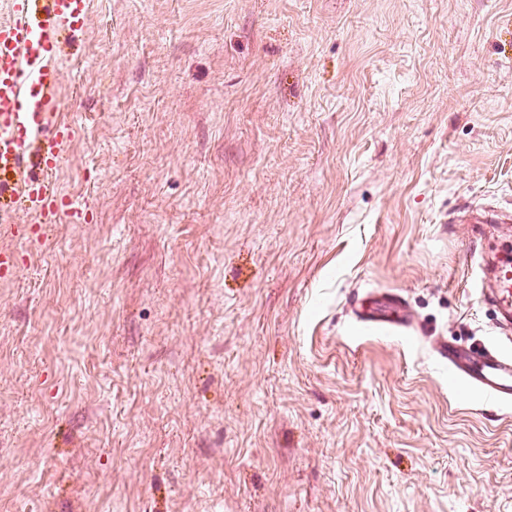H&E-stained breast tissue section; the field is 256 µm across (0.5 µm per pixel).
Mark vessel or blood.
Wrapping results in <instances>:
<instances>
[{
	"label": "vessel or blood",
	"mask_w": 512,
	"mask_h": 512,
	"mask_svg": "<svg viewBox=\"0 0 512 512\" xmlns=\"http://www.w3.org/2000/svg\"><path fill=\"white\" fill-rule=\"evenodd\" d=\"M9 0L0 22V196L17 197L35 223L79 224L84 206L67 201L52 180L76 136L62 120L56 42L60 28L77 32L88 20V0ZM495 277L480 293L512 325V257L493 262ZM439 356L486 397L512 400V355L485 346L442 344Z\"/></svg>",
	"instance_id": "obj_1"
}]
</instances>
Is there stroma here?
<instances>
[{
    "label": "stroma",
    "instance_id": "stroma-1",
    "mask_svg": "<svg viewBox=\"0 0 512 512\" xmlns=\"http://www.w3.org/2000/svg\"><path fill=\"white\" fill-rule=\"evenodd\" d=\"M58 53L93 219L0 223V512H512L433 350L498 334L512 0H91Z\"/></svg>",
    "mask_w": 512,
    "mask_h": 512
}]
</instances>
